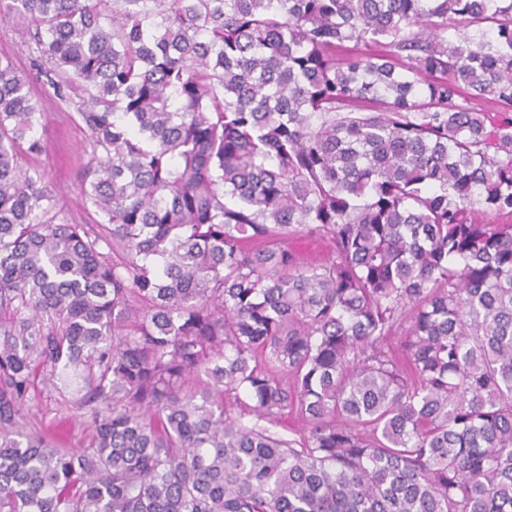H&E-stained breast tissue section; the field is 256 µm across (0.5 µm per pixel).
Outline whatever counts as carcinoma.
I'll use <instances>...</instances> for the list:
<instances>
[{
	"label": "carcinoma",
	"instance_id": "cac0c4a2",
	"mask_svg": "<svg viewBox=\"0 0 512 512\" xmlns=\"http://www.w3.org/2000/svg\"><path fill=\"white\" fill-rule=\"evenodd\" d=\"M5 14L100 230L23 166L43 102L0 54V512H512V0ZM37 362L112 404L93 447L20 421ZM25 26L18 16L0 18V51L10 56L21 72L35 77L40 60L34 44L25 37ZM32 90L44 99V115L39 134L46 151L26 157V168L45 173L53 191L57 210L72 224L95 226L99 217L81 193L80 180L84 168L94 163L90 136L79 120L74 106H67L44 93L41 82L32 81ZM295 249L301 262L318 264L331 256L333 244L327 238L304 237L296 243Z\"/></svg>",
	"mask_w": 512,
	"mask_h": 512
}]
</instances>
